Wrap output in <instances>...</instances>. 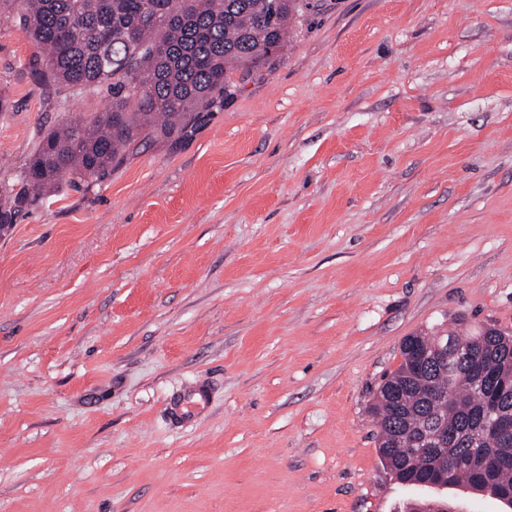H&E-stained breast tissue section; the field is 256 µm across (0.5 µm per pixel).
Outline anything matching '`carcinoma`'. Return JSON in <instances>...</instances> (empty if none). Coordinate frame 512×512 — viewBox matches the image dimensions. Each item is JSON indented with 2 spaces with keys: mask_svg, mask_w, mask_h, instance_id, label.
Segmentation results:
<instances>
[{
  "mask_svg": "<svg viewBox=\"0 0 512 512\" xmlns=\"http://www.w3.org/2000/svg\"><path fill=\"white\" fill-rule=\"evenodd\" d=\"M304 0H0V15L19 24L43 54L35 79L84 91L112 90V109L63 121L49 130L13 181L0 186V229L39 207L65 181L103 183L134 144L188 134L230 75L247 72L284 49L288 26ZM439 344L475 346L477 365L458 361L420 367L419 355ZM402 361L378 386L369 407L382 460L399 483L415 485L455 464L452 485L495 495L512 489V465L488 483L475 477L488 454L512 455V389L496 412L485 382L512 375V335L492 327L465 333L417 332L401 346ZM431 423L445 434L429 450L418 444Z\"/></svg>",
  "mask_w": 512,
  "mask_h": 512,
  "instance_id": "carcinoma-1",
  "label": "carcinoma"
}]
</instances>
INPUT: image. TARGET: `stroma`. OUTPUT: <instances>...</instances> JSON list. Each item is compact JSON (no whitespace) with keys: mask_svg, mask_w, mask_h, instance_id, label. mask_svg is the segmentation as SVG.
<instances>
[{"mask_svg":"<svg viewBox=\"0 0 512 512\" xmlns=\"http://www.w3.org/2000/svg\"><path fill=\"white\" fill-rule=\"evenodd\" d=\"M310 3L187 136L0 231V512H506L399 484L368 406L407 336L512 331V0ZM39 62L0 25V180L112 103ZM209 403L208 388L203 385H196L170 398L166 406V413L170 422L176 428H179L204 411Z\"/></svg>","mask_w":512,"mask_h":512,"instance_id":"1","label":"stroma"}]
</instances>
